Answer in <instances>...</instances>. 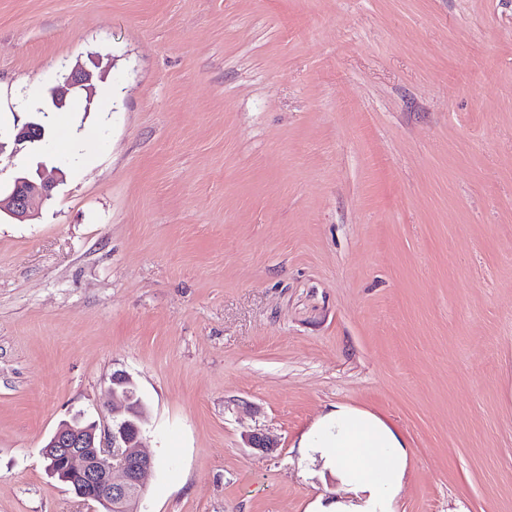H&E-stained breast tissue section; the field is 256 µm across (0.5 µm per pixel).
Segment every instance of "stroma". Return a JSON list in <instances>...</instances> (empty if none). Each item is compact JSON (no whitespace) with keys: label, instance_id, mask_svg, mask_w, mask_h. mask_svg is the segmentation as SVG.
I'll list each match as a JSON object with an SVG mask.
<instances>
[{"label":"stroma","instance_id":"1","mask_svg":"<svg viewBox=\"0 0 512 512\" xmlns=\"http://www.w3.org/2000/svg\"><path fill=\"white\" fill-rule=\"evenodd\" d=\"M78 65L81 149H16ZM41 165L0 214V512H89L42 449L118 371L140 512L346 500L299 446L341 405L403 441L396 512H512V0H0V188ZM57 173V168H52L51 171L41 168L39 182L25 177L16 178L13 188L4 199L0 191V212L4 210L20 221L32 217L34 202L37 199L47 200L52 196V191L58 184Z\"/></svg>","mask_w":512,"mask_h":512}]
</instances>
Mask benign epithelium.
I'll return each instance as SVG.
<instances>
[{
    "instance_id": "7a95c632",
    "label": "benign epithelium",
    "mask_w": 512,
    "mask_h": 512,
    "mask_svg": "<svg viewBox=\"0 0 512 512\" xmlns=\"http://www.w3.org/2000/svg\"><path fill=\"white\" fill-rule=\"evenodd\" d=\"M92 75L76 68L64 84L52 90V98L67 97L75 89H88ZM42 139L40 129L23 125L14 137L15 150ZM58 170H39L40 181L15 179L13 188L0 198V211L24 221L32 217L36 200H47L58 184ZM146 407L129 375L112 377V426L98 428L75 419L62 423L43 447L50 476L67 484L91 512H137L145 495L143 478L153 467L145 451L143 425Z\"/></svg>"
}]
</instances>
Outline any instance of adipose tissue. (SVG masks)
<instances>
[{
	"label": "adipose tissue",
	"instance_id": "obj_1",
	"mask_svg": "<svg viewBox=\"0 0 512 512\" xmlns=\"http://www.w3.org/2000/svg\"><path fill=\"white\" fill-rule=\"evenodd\" d=\"M300 445L306 453L334 464L349 503L336 502L334 512H394L408 456L394 431L375 414L337 407L306 432Z\"/></svg>",
	"mask_w": 512,
	"mask_h": 512
}]
</instances>
